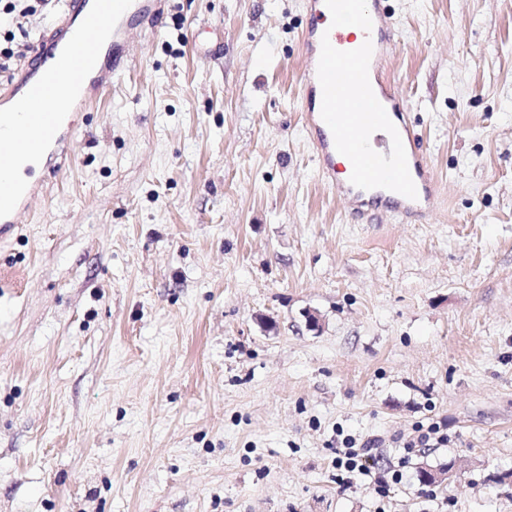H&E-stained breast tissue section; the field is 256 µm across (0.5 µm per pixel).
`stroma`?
<instances>
[{"instance_id":"35a3bbf8","label":"stroma","mask_w":512,"mask_h":512,"mask_svg":"<svg viewBox=\"0 0 512 512\" xmlns=\"http://www.w3.org/2000/svg\"><path fill=\"white\" fill-rule=\"evenodd\" d=\"M391 6L424 220L319 182L304 0H167L135 37L0 243V512H512V0ZM24 7L0 87L62 0ZM433 422L386 497L339 483L344 437L393 462ZM417 435L409 437L403 442V446L401 448L404 449V453L409 455L420 451L421 448H428L431 444H429L432 440H436L439 443L448 442V438L445 436H436L440 432V425L437 423H432L424 427H419L415 431Z\"/></svg>"}]
</instances>
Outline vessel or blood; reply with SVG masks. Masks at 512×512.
I'll return each mask as SVG.
<instances>
[{
    "label": "vessel or blood",
    "instance_id": "1",
    "mask_svg": "<svg viewBox=\"0 0 512 512\" xmlns=\"http://www.w3.org/2000/svg\"><path fill=\"white\" fill-rule=\"evenodd\" d=\"M163 5L164 0H66L52 31L62 46L55 65L37 78L26 69L16 73L10 91L16 109L0 113V154L16 166L49 157L46 173L55 176L79 132L76 111L117 76L118 63L127 62L133 27L155 33ZM304 8L300 99L321 179L361 223L376 221L365 196L377 187L389 191L382 212L425 218L440 190L405 104L383 75L398 46L386 0H304ZM89 31L111 37L113 65L104 64L87 41ZM340 154L350 164L344 179L336 166ZM40 204L33 188L0 182V238H7L19 215Z\"/></svg>",
    "mask_w": 512,
    "mask_h": 512
}]
</instances>
